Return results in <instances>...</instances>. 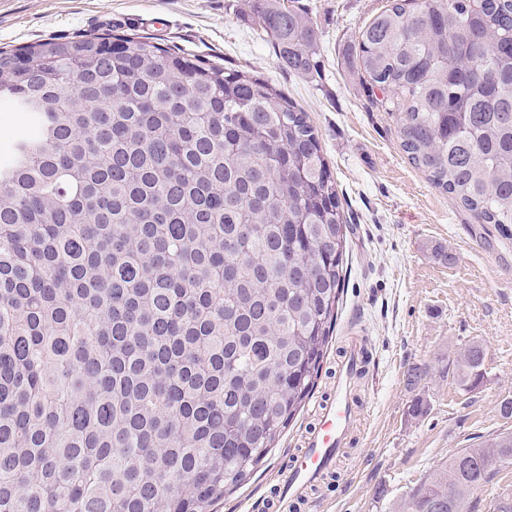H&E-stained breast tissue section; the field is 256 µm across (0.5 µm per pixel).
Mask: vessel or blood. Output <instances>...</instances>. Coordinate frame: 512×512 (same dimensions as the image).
Returning a JSON list of instances; mask_svg holds the SVG:
<instances>
[{"label": "vessel or blood", "instance_id": "b4317fda", "mask_svg": "<svg viewBox=\"0 0 512 512\" xmlns=\"http://www.w3.org/2000/svg\"><path fill=\"white\" fill-rule=\"evenodd\" d=\"M363 360V344L350 342L332 399L318 412L317 425L303 448L280 473L276 512H295L307 503L311 488L338 464L354 418L349 384L358 378Z\"/></svg>", "mask_w": 512, "mask_h": 512}]
</instances>
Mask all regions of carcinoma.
Returning <instances> with one entry per match:
<instances>
[{
    "label": "carcinoma",
    "instance_id": "1",
    "mask_svg": "<svg viewBox=\"0 0 512 512\" xmlns=\"http://www.w3.org/2000/svg\"><path fill=\"white\" fill-rule=\"evenodd\" d=\"M295 73L319 32L244 0ZM357 53L409 161L512 227V0H389ZM32 132L0 168V512H208L300 413L351 227L306 112L270 80L112 31L0 51ZM484 349L455 360L465 389ZM512 431L460 448L399 512H476Z\"/></svg>",
    "mask_w": 512,
    "mask_h": 512
}]
</instances>
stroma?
Instances as JSON below:
<instances>
[{"label":"stroma","instance_id":"35a3bbf8","mask_svg":"<svg viewBox=\"0 0 512 512\" xmlns=\"http://www.w3.org/2000/svg\"><path fill=\"white\" fill-rule=\"evenodd\" d=\"M235 9H228V2ZM243 0H0V48L90 35L120 24L156 41L270 79L309 115L351 226L338 320L313 396L248 483L210 512H263L336 386L339 351L366 338L371 362L357 393L345 456L313 494L316 512H396L426 475L478 437L512 431V240L435 188L400 147L356 60L355 36L386 0H296L319 33L318 70L284 69ZM451 261H441L436 247ZM481 343L484 379L462 390L454 360ZM424 376L407 381L410 368ZM423 400L429 410L412 416Z\"/></svg>","mask_w":512,"mask_h":512}]
</instances>
